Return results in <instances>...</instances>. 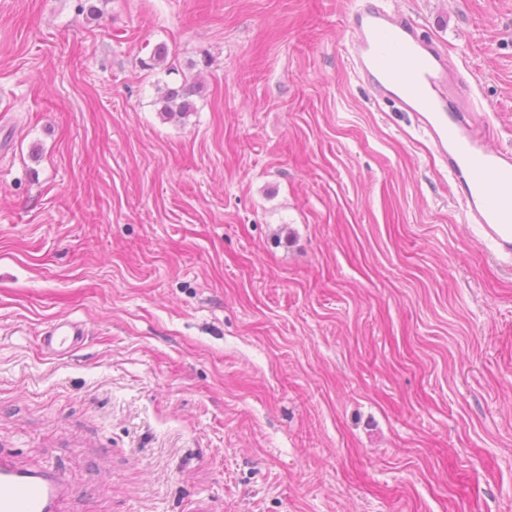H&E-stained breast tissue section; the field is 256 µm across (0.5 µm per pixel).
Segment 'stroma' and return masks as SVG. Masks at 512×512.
I'll list each match as a JSON object with an SVG mask.
<instances>
[{
  "label": "stroma",
  "mask_w": 512,
  "mask_h": 512,
  "mask_svg": "<svg viewBox=\"0 0 512 512\" xmlns=\"http://www.w3.org/2000/svg\"><path fill=\"white\" fill-rule=\"evenodd\" d=\"M83 2L0 0V455L63 512H512V260L353 0ZM388 5L512 140V0ZM201 92L200 84H190L186 81L179 85H166L158 99V103L161 104L160 114L167 118L186 116L194 111L191 97L200 95ZM83 339L84 331L80 323L58 322L40 337V346L46 354L60 356L76 349Z\"/></svg>",
  "instance_id": "1"
}]
</instances>
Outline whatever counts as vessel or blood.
Returning a JSON list of instances; mask_svg holds the SVG:
<instances>
[{"label":"vessel or blood","mask_w":512,"mask_h":512,"mask_svg":"<svg viewBox=\"0 0 512 512\" xmlns=\"http://www.w3.org/2000/svg\"><path fill=\"white\" fill-rule=\"evenodd\" d=\"M348 31L354 74L375 96L413 113L448 169L465 222L479 225L497 252L512 256V148L496 143L492 105L466 94L459 69L449 66L418 22L381 0H356ZM83 339L80 323L58 322L40 346L60 356ZM69 494L60 477L23 472L0 457V512H59Z\"/></svg>","instance_id":"vessel-or-blood-1"}]
</instances>
